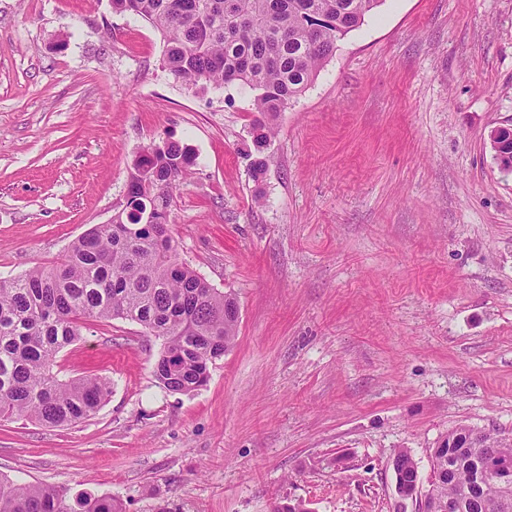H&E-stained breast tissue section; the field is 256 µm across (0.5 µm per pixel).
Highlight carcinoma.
I'll return each instance as SVG.
<instances>
[{
  "instance_id": "1",
  "label": "carcinoma",
  "mask_w": 512,
  "mask_h": 512,
  "mask_svg": "<svg viewBox=\"0 0 512 512\" xmlns=\"http://www.w3.org/2000/svg\"><path fill=\"white\" fill-rule=\"evenodd\" d=\"M157 30L164 65L178 80L238 85L253 93V145L262 150L274 122L313 81L382 0H110ZM128 183L125 209L96 224L50 267L0 279V419L50 426L94 415L111 392L97 376L62 380L57 357L82 336L88 319L128 320L163 341L157 380L170 392L204 386L209 364L234 346L239 307L177 260L169 234L173 192L189 159L174 141L147 147ZM153 211L143 224L138 213ZM462 443L451 460L431 457L428 494L446 512H512V488L475 486L471 464H512V442L460 426L444 444ZM397 483H421L418 463L402 449ZM0 512H121L111 498L69 501L50 485L0 476Z\"/></svg>"
}]
</instances>
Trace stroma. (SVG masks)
<instances>
[{
  "label": "stroma",
  "instance_id": "obj_1",
  "mask_svg": "<svg viewBox=\"0 0 512 512\" xmlns=\"http://www.w3.org/2000/svg\"><path fill=\"white\" fill-rule=\"evenodd\" d=\"M110 0H0V279L125 208L143 149L188 153L177 258L239 305L190 393L161 339L87 322L58 357L112 392L68 427L0 420V473L123 512H418L392 461L466 425L512 438V0H383L338 41L254 176L249 90L176 80ZM489 144L493 151L494 159L497 163V166L500 170L505 172L512 171V157H511V166L505 167L499 159V151L498 149L504 143L512 142V125H498L494 126L489 132Z\"/></svg>",
  "mask_w": 512,
  "mask_h": 512
}]
</instances>
